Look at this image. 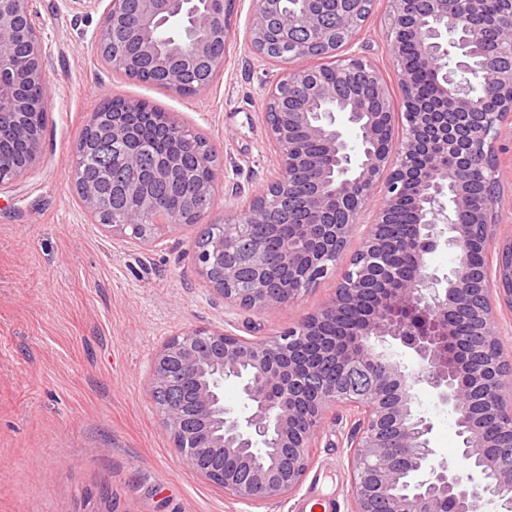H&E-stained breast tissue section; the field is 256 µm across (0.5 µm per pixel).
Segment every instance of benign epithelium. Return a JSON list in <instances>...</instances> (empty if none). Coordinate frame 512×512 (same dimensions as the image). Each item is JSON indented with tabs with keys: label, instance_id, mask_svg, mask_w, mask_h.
<instances>
[{
	"label": "benign epithelium",
	"instance_id": "7a95c632",
	"mask_svg": "<svg viewBox=\"0 0 512 512\" xmlns=\"http://www.w3.org/2000/svg\"><path fill=\"white\" fill-rule=\"evenodd\" d=\"M290 10L285 0H256L249 30L253 51L263 57H297L336 48V32L322 26L330 13L342 21L341 39L352 38L369 12L370 0H299ZM232 0H109L92 45L105 60L119 49L107 36L130 32L138 51L122 56L121 67L132 75L144 64L164 77L166 87L186 92L182 74L193 75L196 90L211 85L224 67V56L213 52L226 37L224 16ZM458 0H390L391 27L415 21V36L424 53L442 64L437 105L424 110L418 101L406 62L398 59L404 130L398 146L383 150L382 132L395 123L393 112H370L368 106L390 107L386 86L377 71L355 57L343 67H305L291 70L271 85L267 98L280 99L276 112H264L270 138L280 147L278 174L266 188L275 198L301 189L306 206L291 221L300 226L305 247L294 240L282 245L279 265L300 274L308 284L318 282L335 267L336 256L350 236L358 216L377 183L384 192L378 220L371 225L362 249L336 286L334 296L306 314L295 326L270 339L252 340L211 327L195 326L169 338L156 353L150 375L163 427L173 438L181 458L207 481L247 504L284 499L301 485L319 448L329 409L344 406L357 417L349 444L351 512H470L474 500L486 501L496 512H512V428L491 433L483 422H512V360L504 357L491 303L488 270L474 277L468 262L470 243H489L496 227L498 192L487 189L488 205L468 209L465 174L487 168L496 182L493 142L505 117L512 113V69L482 61L486 83L482 94L470 90V57L482 48L455 39L453 22ZM187 13L179 44L163 50L157 31ZM29 31L25 64L13 50L16 29ZM45 37L36 20L33 0H0V89L13 91L14 107L0 111V135L14 130L39 142L37 127L27 119L29 85L44 87ZM123 109L98 108L82 132L78 149L92 154L102 145L112 148V170L98 172L97 187L75 181L79 200L90 214L106 217L108 205L134 183L118 174L136 172L145 143L138 131L144 117L142 102L123 99ZM358 130L362 149L352 154L344 133L336 126L339 109ZM301 126L323 142L326 158L309 155L293 142ZM40 147L19 161L0 150V193L19 180L35 163ZM185 154L208 164L213 179L193 187L185 208L177 215L164 211L144 194L136 224L108 225L112 234L134 238L150 224L154 234L145 245L159 241L169 226L199 224L208 214L206 198L220 176L212 145L196 153L180 135L172 137V151L156 158L151 175L168 179ZM455 155L454 168L441 167ZM310 173L299 187L301 169ZM415 186L411 205L419 223L410 225L408 258L392 262L400 242L378 235V228ZM267 201L254 197L249 206L224 217V236L194 253L199 278L224 302L258 315L299 298L300 288L269 278L262 242L240 228L267 224ZM451 248L456 259L443 275L428 271L427 256L439 247ZM500 285L512 305V238L498 253ZM383 277L389 287L380 292L378 314L365 316L347 336H334L310 349L323 325L357 307L367 286ZM466 336L454 333L459 320ZM419 367L409 372V363ZM354 369L368 375L359 391L345 377ZM193 384L188 400L180 397L184 381ZM241 387L244 411L224 405V382ZM424 384L439 403L451 407L461 437L464 467L446 460L433 462L429 448L431 422L421 416L415 386ZM238 460L233 470L220 459Z\"/></svg>",
	"mask_w": 512,
	"mask_h": 512
}]
</instances>
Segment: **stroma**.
<instances>
[{"instance_id":"stroma-1","label":"stroma","mask_w":512,"mask_h":512,"mask_svg":"<svg viewBox=\"0 0 512 512\" xmlns=\"http://www.w3.org/2000/svg\"><path fill=\"white\" fill-rule=\"evenodd\" d=\"M50 51L49 90L37 163L0 195V512H350L348 440L354 413L330 409L314 462L289 497L256 507L225 496L178 454L151 396V360L171 336L210 326L246 338L273 337L327 302L377 219L373 193L334 272L299 299L263 316L225 304L193 265L200 225L167 228L147 247L116 237L82 209L71 171L82 131L108 97L149 101L203 134L221 164L205 218L246 208L278 172L264 121L270 85L295 62L258 57L248 33L254 0H235L226 62L213 83L177 94L112 71L92 34L103 0H35ZM388 0H373L354 40L336 56L362 58L382 76L401 111L399 66L390 44ZM497 240L512 238V123L495 142ZM438 458L460 460L449 407L417 387Z\"/></svg>"}]
</instances>
